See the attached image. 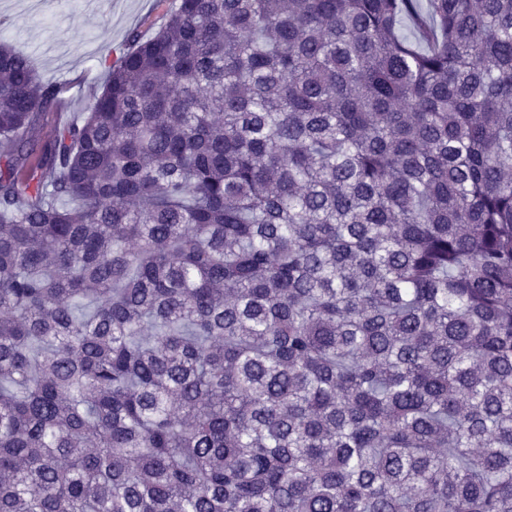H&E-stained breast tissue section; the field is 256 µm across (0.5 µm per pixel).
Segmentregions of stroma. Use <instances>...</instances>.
<instances>
[{
  "label": "stroma",
  "instance_id": "1",
  "mask_svg": "<svg viewBox=\"0 0 512 512\" xmlns=\"http://www.w3.org/2000/svg\"><path fill=\"white\" fill-rule=\"evenodd\" d=\"M166 17L159 0H0V42L27 55L56 101L35 125L36 144L77 120L103 88L108 66L133 37L153 36Z\"/></svg>",
  "mask_w": 512,
  "mask_h": 512
}]
</instances>
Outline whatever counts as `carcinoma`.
I'll return each instance as SVG.
<instances>
[{"label": "carcinoma", "instance_id": "obj_1", "mask_svg": "<svg viewBox=\"0 0 512 512\" xmlns=\"http://www.w3.org/2000/svg\"><path fill=\"white\" fill-rule=\"evenodd\" d=\"M133 42L31 167L0 45V512H512V0Z\"/></svg>", "mask_w": 512, "mask_h": 512}]
</instances>
